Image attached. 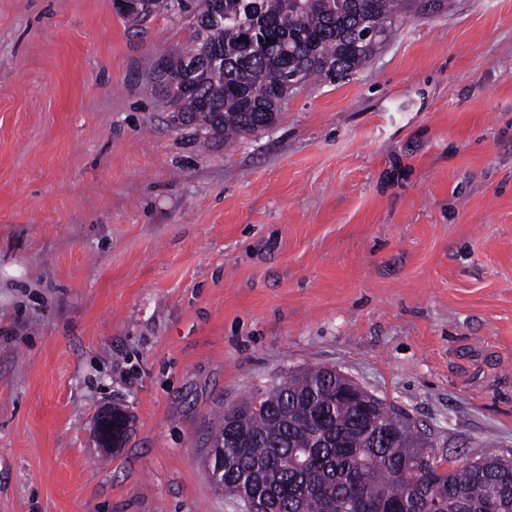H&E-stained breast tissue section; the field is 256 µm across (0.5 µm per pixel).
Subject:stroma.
Masks as SVG:
<instances>
[{
  "label": "stroma",
  "instance_id": "obj_1",
  "mask_svg": "<svg viewBox=\"0 0 512 512\" xmlns=\"http://www.w3.org/2000/svg\"><path fill=\"white\" fill-rule=\"evenodd\" d=\"M186 41L113 0H0V512H235L212 430L307 367L454 466L512 456V0L398 22L229 146L159 105ZM112 412L117 415L118 421V445L112 446ZM124 421H127L126 414L119 408H112V410L105 409L101 412L97 420V437L100 445L110 449L120 448L126 439L127 429L123 428Z\"/></svg>",
  "mask_w": 512,
  "mask_h": 512
}]
</instances>
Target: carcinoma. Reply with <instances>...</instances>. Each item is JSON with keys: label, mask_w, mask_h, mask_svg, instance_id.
I'll return each instance as SVG.
<instances>
[{"label": "carcinoma", "mask_w": 512, "mask_h": 512, "mask_svg": "<svg viewBox=\"0 0 512 512\" xmlns=\"http://www.w3.org/2000/svg\"><path fill=\"white\" fill-rule=\"evenodd\" d=\"M137 0L120 12L133 28L164 12ZM207 0H184L190 47L164 53L159 72L169 121L209 143L257 133L253 116L277 119L294 72L333 79L363 66L407 17L409 0H222L213 22ZM271 42H265V39ZM217 51L224 64L198 84L184 59ZM210 452L222 491L244 492L265 512H512V459L487 454L449 469L406 413L373 394L346 391L324 367L300 370L224 412Z\"/></svg>", "instance_id": "carcinoma-1"}]
</instances>
